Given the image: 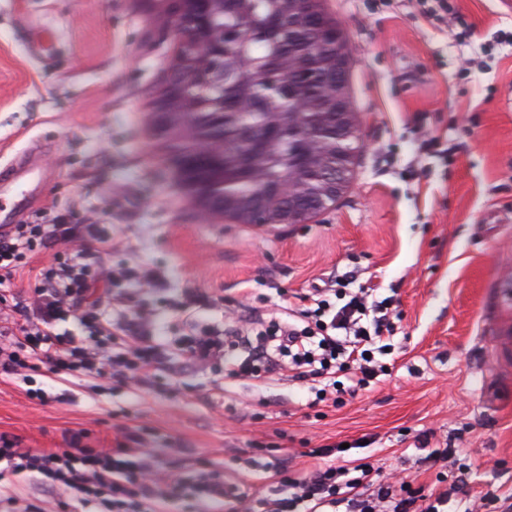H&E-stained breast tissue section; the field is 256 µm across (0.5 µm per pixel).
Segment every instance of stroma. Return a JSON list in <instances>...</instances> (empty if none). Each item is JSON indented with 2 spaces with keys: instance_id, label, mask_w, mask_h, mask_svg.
<instances>
[{
  "instance_id": "obj_1",
  "label": "stroma",
  "mask_w": 512,
  "mask_h": 512,
  "mask_svg": "<svg viewBox=\"0 0 512 512\" xmlns=\"http://www.w3.org/2000/svg\"><path fill=\"white\" fill-rule=\"evenodd\" d=\"M458 4L474 28L463 46L422 19L383 18L374 0H325L354 56L350 183L306 224H206L153 129L175 51L159 0H0V169L47 176L26 201L19 183L5 213L14 224L94 217L84 247L96 260L160 272L163 287L123 281L95 295L118 346L135 315L104 298L134 294L165 357L150 389L0 373V436L73 454L112 450L127 428L176 477L161 485L166 512H235L238 496L273 490L275 459L306 473L310 449L341 442L428 494L465 483L499 512L512 495V46L496 37L512 31V0ZM463 55L476 61L465 74ZM352 270L395 297L401 330L391 375L343 405H309L289 377L226 379L220 359L182 366L191 338L224 333L225 308ZM362 437L369 447H354ZM437 448L455 449L451 467L429 460ZM201 466L223 481V505L195 494Z\"/></svg>"
}]
</instances>
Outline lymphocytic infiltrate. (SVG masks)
<instances>
[{
	"label": "lymphocytic infiltrate",
	"mask_w": 512,
	"mask_h": 512,
	"mask_svg": "<svg viewBox=\"0 0 512 512\" xmlns=\"http://www.w3.org/2000/svg\"><path fill=\"white\" fill-rule=\"evenodd\" d=\"M378 2L381 10L396 15L409 10L438 28L458 15L454 0ZM79 234L76 224H17L0 234V288L10 287L28 266L29 253L57 241H75ZM129 276L125 268L91 264L79 254L36 269L25 307L0 299V318L16 313L23 318L18 329L0 332V371L22 376L45 365L58 376L108 374L149 385L160 362L158 347L144 333L151 313L138 310L123 348L116 352L111 327L95 322L93 312L84 307L96 283ZM355 281L348 273L337 276L328 287L295 294L277 305L274 317L245 320V335L234 356H225L223 341L199 336L186 345V358L197 366L223 359L225 377L260 384L289 373L307 384L315 402H341L344 395L389 374L386 358L395 350L392 338L397 333L389 299H377L373 288L356 286ZM77 311L90 322L95 345L57 332V323ZM335 452L332 446L316 450L317 465L302 477L276 469L278 496L257 504L239 500L237 512H323L341 505L346 512H444L450 500L445 492L419 495L409 482L383 474L373 463L339 459ZM0 463L9 471L29 473L38 484L77 492L97 502L100 512H159L162 504L156 462L148 448L110 453L87 448L76 463L68 454L20 448L0 437Z\"/></svg>",
	"instance_id": "1"
}]
</instances>
